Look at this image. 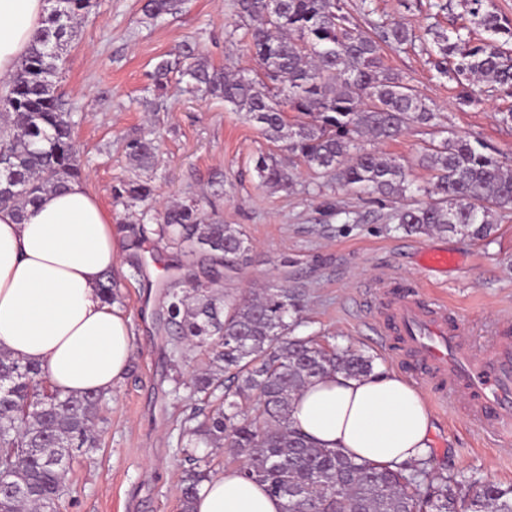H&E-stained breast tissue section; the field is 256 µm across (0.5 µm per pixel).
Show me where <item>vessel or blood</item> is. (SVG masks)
Masks as SVG:
<instances>
[{
	"instance_id": "vessel-or-blood-1",
	"label": "vessel or blood",
	"mask_w": 512,
	"mask_h": 512,
	"mask_svg": "<svg viewBox=\"0 0 512 512\" xmlns=\"http://www.w3.org/2000/svg\"><path fill=\"white\" fill-rule=\"evenodd\" d=\"M386 307V316L376 324L378 335L400 336L421 367L464 400L482 431L512 437V341L471 345L461 337L445 302L427 307L410 291L387 298Z\"/></svg>"
}]
</instances>
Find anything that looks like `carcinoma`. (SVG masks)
<instances>
[{
    "label": "carcinoma",
    "mask_w": 512,
    "mask_h": 512,
    "mask_svg": "<svg viewBox=\"0 0 512 512\" xmlns=\"http://www.w3.org/2000/svg\"><path fill=\"white\" fill-rule=\"evenodd\" d=\"M41 29L0 97V206L24 216L26 207L81 175L74 139L76 121L57 93L55 78L74 24L92 0H52ZM183 0H145L144 15L158 19L181 10ZM485 0H465L470 23L489 37L478 42L460 32L451 36L435 24L424 29L436 72L453 71L458 82L473 77L512 94V20L484 9ZM233 30H244L261 73L218 69L190 44L154 70L155 97L161 98L172 72L189 93L207 92L244 115L278 152L255 160L259 183L275 190L293 186L295 161L360 195L406 197L410 204L394 219L407 234L453 233L484 240L499 212L512 208V170L483 144L445 135L424 147L421 164L432 182L416 185L405 166L376 149L412 123L435 126L417 90L384 67L382 47L400 50L416 35L396 21H350L342 0H235ZM295 116L288 118V113ZM158 144L126 141L129 160L139 170L154 166ZM114 202L148 204L154 187L143 179L112 188ZM151 224L121 226L126 248L138 251L154 235L177 251L178 277L163 283L164 317L173 335L211 353L206 368L188 388L210 406L182 423V448L189 467L180 489V512H194L197 487L217 475L210 455L198 448H230L245 458L240 474L265 485L283 500V512H512V486L459 482L448 492V477H434L429 459L384 467L356 461L336 448L307 442L292 427V402L306 384L329 372L352 377L373 373L372 359L346 347L327 350L312 336L294 334L304 295L269 285L259 293L229 297L218 280L249 251L242 229L206 214L187 199L152 215ZM215 276L202 280L195 268ZM104 301L121 302L108 273L100 285ZM45 371L0 348V473L24 492H0V512H57L65 476L77 452L98 445L94 419L103 396L65 395L46 386Z\"/></svg>",
    "instance_id": "cac0c4a2"
}]
</instances>
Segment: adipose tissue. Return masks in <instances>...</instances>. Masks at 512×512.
Masks as SVG:
<instances>
[{
    "instance_id": "adipose-tissue-1",
    "label": "adipose tissue",
    "mask_w": 512,
    "mask_h": 512,
    "mask_svg": "<svg viewBox=\"0 0 512 512\" xmlns=\"http://www.w3.org/2000/svg\"><path fill=\"white\" fill-rule=\"evenodd\" d=\"M46 8V0H0V80L16 73ZM122 254L111 214L84 182L45 195L21 219L0 208V348L39 364L62 393L110 396L133 334L100 284ZM292 421L315 444L390 467L426 458L433 429L419 391L393 372L314 379L295 396ZM195 512H282V502L227 470L201 484Z\"/></svg>"
}]
</instances>
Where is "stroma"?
Listing matches in <instances>:
<instances>
[{
  "label": "stroma",
  "instance_id": "stroma-1",
  "mask_svg": "<svg viewBox=\"0 0 512 512\" xmlns=\"http://www.w3.org/2000/svg\"><path fill=\"white\" fill-rule=\"evenodd\" d=\"M431 2L345 0V10L363 25L369 4L376 16L416 29L425 25ZM93 3L63 55L57 91L77 121L81 179L113 225L141 221V206L126 208L112 199L114 185L139 174L126 155V140L159 138L149 173L153 208L193 196L212 203L224 223L248 238L246 267L227 274L225 292L239 295L249 285L274 280L304 292L300 334L328 349L352 346L372 358L375 370L397 373L421 393L435 426L433 471L459 481L512 485V442L479 431L461 403L443 401L399 337L374 333L381 311L374 284L385 279L398 290H417L425 302L444 300L459 309L461 327L475 344L512 339V210L501 212L496 231L483 241L452 233L408 235L392 219L402 199L377 202L325 186L302 165L291 190L260 186L254 160L266 142L242 114L221 99L191 96L174 85L161 105L153 103L155 64L174 58L187 41L197 42L214 66L256 70L243 45L225 38L233 0H184L181 11L157 21L144 16V0ZM383 63L415 87L440 126L482 140L512 169V125L500 121L512 97L478 83L476 103L461 104L456 80L438 75L417 45L385 51ZM431 137V128L414 124L379 149L423 185L431 173L419 159ZM144 249L143 270L126 261L112 270L132 327L133 354L125 378L101 403L98 447L76 454L70 464L58 512H179L186 466L181 421L196 405L185 383L208 357L184 348L160 323L161 300L147 284L166 278L175 259L153 240ZM426 251L453 254L457 264L423 265Z\"/></svg>",
  "mask_w": 512,
  "mask_h": 512
}]
</instances>
